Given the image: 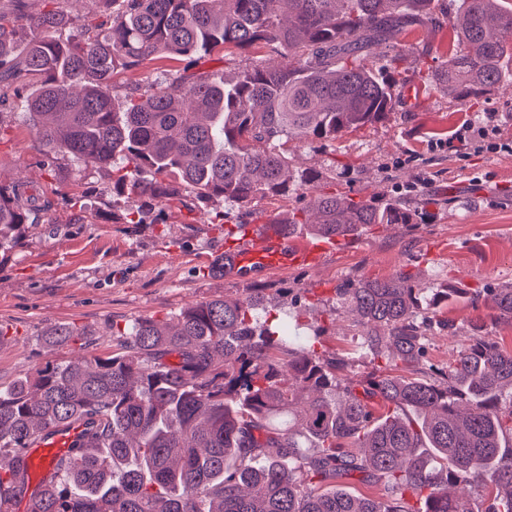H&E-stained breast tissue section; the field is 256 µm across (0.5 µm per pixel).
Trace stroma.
<instances>
[{
    "label": "stroma",
    "mask_w": 512,
    "mask_h": 512,
    "mask_svg": "<svg viewBox=\"0 0 512 512\" xmlns=\"http://www.w3.org/2000/svg\"><path fill=\"white\" fill-rule=\"evenodd\" d=\"M426 58L402 74L390 118L344 135L330 148L292 141L296 172L315 171L323 192L355 199L406 193L412 206L437 199L425 224L378 225L338 243L314 267L288 266L249 277L225 274L224 230L280 212H300L305 199L259 200L249 209L217 203L212 212L180 206L165 223L113 222L106 171L83 169L66 156L47 159L17 101L0 102V183L26 182L47 200L37 224L12 248L0 250V382L47 364L92 358L112 346V330L139 317L166 319L210 300H235L263 289L282 318L322 328L320 350L347 359L355 378L372 374L371 356L356 353L357 329L333 290L356 278H387L406 271L428 288L512 283V152L451 155L436 143L463 123L496 113L502 140H512V90L474 100H451L423 82ZM455 333L434 331L429 361L449 359L471 326L483 327L512 350V326L465 303L442 309ZM66 323L91 330L90 341L57 345L47 329Z\"/></svg>",
    "instance_id": "stroma-1"
}]
</instances>
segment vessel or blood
<instances>
[{"label": "vessel or blood", "instance_id": "1", "mask_svg": "<svg viewBox=\"0 0 512 512\" xmlns=\"http://www.w3.org/2000/svg\"><path fill=\"white\" fill-rule=\"evenodd\" d=\"M240 273L314 262L322 255L321 248H294L282 237L274 224L261 220L253 224L240 239L228 244ZM83 424L57 428L48 436L36 440L25 450L29 473L38 478L50 476L52 466L60 458L73 456L81 444Z\"/></svg>", "mask_w": 512, "mask_h": 512}]
</instances>
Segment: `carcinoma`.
<instances>
[{
  "instance_id": "1",
  "label": "carcinoma",
  "mask_w": 512,
  "mask_h": 512,
  "mask_svg": "<svg viewBox=\"0 0 512 512\" xmlns=\"http://www.w3.org/2000/svg\"><path fill=\"white\" fill-rule=\"evenodd\" d=\"M91 2L80 25L54 9L26 30L0 16V99L18 73L35 79L23 115L43 151L112 172L122 223H143L185 190L203 205L310 198L315 220L274 221L288 238L421 224L399 195L315 194L318 176L292 170L288 142L331 145L387 120L405 57L372 49L433 23L438 0ZM448 24L457 44L427 66L430 86L452 100L512 87V3L461 0ZM230 46L281 61L190 71L195 56ZM164 58L187 66L115 103L119 71ZM40 211L26 185L0 183V248ZM335 296L358 315L357 347L383 362L363 380L316 349L320 330L297 341L258 316L256 289L171 322L134 319L102 356L0 385V512L25 488L21 449L78 422L80 451L39 483L29 512H479L461 486L491 488L484 512H512V351L475 325L447 366L426 357L429 332L455 331L437 315L450 303L512 326V284L429 289L399 271ZM81 335L68 324L47 333L51 343Z\"/></svg>"
}]
</instances>
